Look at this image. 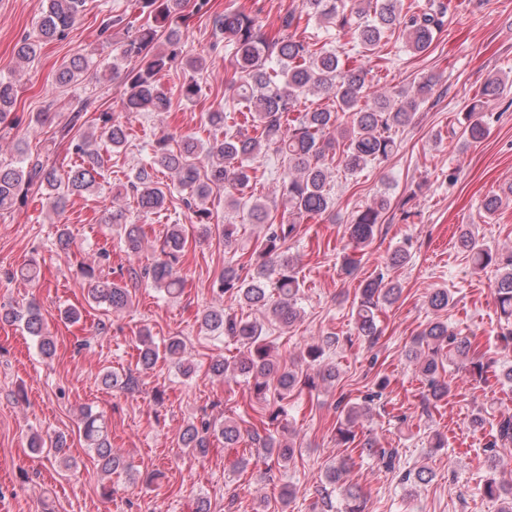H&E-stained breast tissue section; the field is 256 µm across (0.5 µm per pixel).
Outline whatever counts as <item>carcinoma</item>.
<instances>
[{"instance_id":"cac0c4a2","label":"carcinoma","mask_w":512,"mask_h":512,"mask_svg":"<svg viewBox=\"0 0 512 512\" xmlns=\"http://www.w3.org/2000/svg\"><path fill=\"white\" fill-rule=\"evenodd\" d=\"M187 0H142L145 8L154 13L156 25L143 26L134 35L113 49L112 76L120 75L118 62L135 58L141 66L125 76L126 95L122 100L125 112L169 111L171 98L158 80V74L173 63L180 54L182 31L179 21L184 19L182 9ZM451 0H426L412 9H403L401 0H302L307 15L326 28L349 32L363 49L364 56L375 55L382 42L392 36L405 41L415 54L426 52L435 35L447 22ZM84 0H47L36 23L34 35H26L16 44V56L28 62L37 56L41 45L62 38L74 26ZM300 16L291 10L280 17L281 38L269 43L256 20L242 12L230 10L214 20L220 33L235 46V72L240 80L232 82L238 100L245 104L258 135L249 136L238 128V122L222 111L208 113L213 126L224 127V137L213 138L203 144L193 137H182L176 144L173 138L163 136L152 145L154 164L136 169L130 187L136 196L137 208L144 214L165 208L166 193L155 180L154 165L167 169L174 182L188 194L187 205L194 209L197 222L207 224L210 212L207 200L216 191H224V200L235 206L257 167L256 159L271 151L281 159L282 173L278 190L284 201L288 217H276L270 207L259 198H249L248 217L252 224L266 225L260 248L252 253L257 267L256 276L240 278L237 268L224 267L220 291L239 304L255 307L276 322L291 326L301 317L298 306L301 282L294 261L282 251L283 245L293 237L296 224L303 217L325 215L336 219L334 202L328 189L331 166L336 165L354 176L369 164L388 158L396 149L393 130L413 123L420 106L433 93L439 77L429 76L396 96L371 91L368 71L362 65L347 66L336 49L327 45L319 48L303 40H296L287 31L296 26ZM165 38L167 48L159 50L157 42ZM94 66V61L76 55L63 65L58 73L60 84L77 87ZM505 79L488 78L472 99L464 113L461 137L466 142H480L490 119L486 108L503 92ZM310 96H321L329 103H313L302 111L297 104ZM17 89L10 80L0 79V124L6 122L16 104ZM102 133L112 148L118 149L128 139L127 127L112 119L109 113L100 116ZM96 139L81 136L73 140V151L80 161L61 175L53 167L40 161L20 158L0 163V212L13 207L26 187L38 183L45 190L47 205L56 213L64 211L73 194H90L100 187L104 159L95 147ZM207 160V168L200 171L198 156ZM512 200V183L501 192L487 196L482 207L489 215L495 214L503 202ZM390 199L382 194L357 213L347 227L353 247L364 250L372 242L377 224L388 209ZM108 223L121 227L130 252H139L143 229L128 219L120 207L108 209ZM186 236L179 224L168 229L161 254L145 275L151 284L173 297L180 293L184 280L174 268L178 255L185 249ZM459 248L471 255L478 269L491 267L495 271L494 299L500 317L512 323V251L499 253L479 243L468 231L458 236ZM87 275L92 284L91 296L98 303H106L115 311L130 305L127 288L95 275L90 268ZM402 294L399 282L379 273L364 281L359 288L354 323L357 334L369 342L378 336L379 307L396 303ZM451 295L446 288H434L427 296L429 308L436 313L425 328L413 339L406 356L414 362L417 371L427 383L426 407H435L448 397L446 366H454L472 376L483 378L491 372L502 385L512 386V364L485 359V354L472 352V343L448 330V322L437 313L448 308ZM5 321L23 323L26 333L37 341L40 353L49 357L54 350L53 341L45 332L44 318L35 306L22 315L13 310H0ZM202 325L211 332L239 342L243 355L230 362L215 359L209 365L211 375L226 379L240 376L251 385L254 394L264 398L273 391L274 402L265 422V434L253 433L252 442L277 464L293 460L298 448L290 439L274 438L272 429L278 427L285 416L282 402L288 395L302 388L313 389L318 384L333 385L339 377L333 363L323 364L325 349L339 343L331 333L320 344L307 346L303 354L305 367L288 364L272 355L271 346L263 336L260 323L237 317L222 307L204 312ZM185 345L174 336L158 347L144 337L139 349V364L144 370L152 369L160 358L174 361L179 372L189 377L193 365L184 358ZM357 407L346 410L344 420L336 428L339 440L355 442L353 421ZM80 423L86 447L96 456L106 473L125 468L123 457L112 449L108 426L102 416L87 409ZM210 425H188L180 434L182 447L192 454L204 457L209 451ZM362 452L378 459L392 470L399 463L396 448H381L366 438L360 442ZM512 449V416L500 419L488 442L489 458L493 466L504 462V453ZM351 459L340 458L325 471L324 478L339 486L344 508L342 512H365V499L359 486L349 481ZM485 498L499 504L498 512H512V485L504 487L489 479L482 488Z\"/></svg>"}]
</instances>
